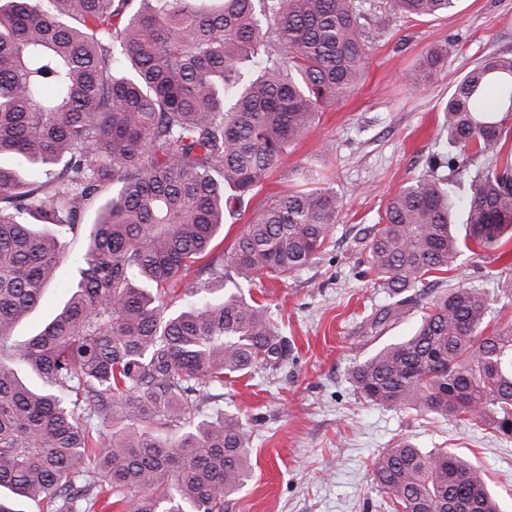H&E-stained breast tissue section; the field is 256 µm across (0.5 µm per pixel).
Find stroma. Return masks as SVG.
Masks as SVG:
<instances>
[{
	"label": "stroma",
	"instance_id": "stroma-1",
	"mask_svg": "<svg viewBox=\"0 0 512 512\" xmlns=\"http://www.w3.org/2000/svg\"><path fill=\"white\" fill-rule=\"evenodd\" d=\"M367 36L371 49L359 87L323 112L216 239L217 253H229L267 201L299 184L308 169L340 201L332 231L308 266L252 287L292 354L280 369L258 368L224 385L219 408L254 421L252 472L231 512H391L372 481V465L402 440L469 457L486 470L504 512H512V437L426 410L368 404L353 380L375 348L362 323L390 301L367 271L365 230L441 151L442 109L453 86L484 56L512 52V0H459L439 17L396 18L379 10ZM448 41L456 48L432 78L416 89L406 85L404 75L418 74L427 53ZM444 278L485 289L490 323L512 321V267L467 252ZM72 280L63 271L17 328V339L39 332L58 312Z\"/></svg>",
	"mask_w": 512,
	"mask_h": 512
}]
</instances>
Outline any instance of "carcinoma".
Segmentation results:
<instances>
[{
	"instance_id": "cac0c4a2",
	"label": "carcinoma",
	"mask_w": 512,
	"mask_h": 512,
	"mask_svg": "<svg viewBox=\"0 0 512 512\" xmlns=\"http://www.w3.org/2000/svg\"><path fill=\"white\" fill-rule=\"evenodd\" d=\"M0 0V488L39 512H226L250 474L252 429L205 413L224 378L288 360L247 285L301 270L339 202L307 176L235 240L211 244L323 110L359 85L374 0ZM458 0H382L393 15ZM454 49L424 62L432 72ZM512 52L481 59L444 108L445 151L371 227L368 269L391 303L354 369L372 405L425 409L512 436V323L485 334L482 288L428 279L467 250L509 258ZM97 204L95 218L82 223ZM84 253L61 311L13 329ZM211 284L189 287L200 260ZM27 369L40 379L31 388ZM373 480L394 512H500L485 472L449 448H389Z\"/></svg>"
}]
</instances>
